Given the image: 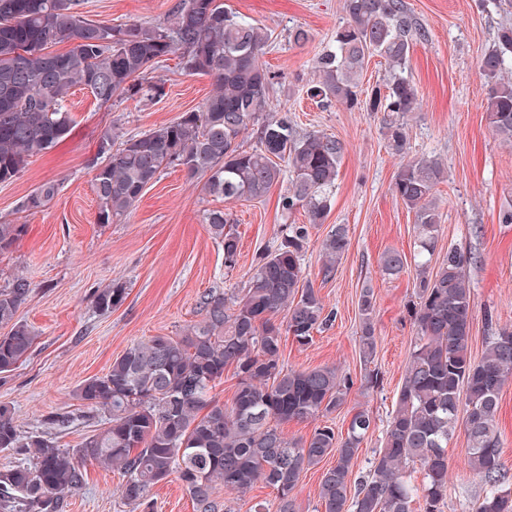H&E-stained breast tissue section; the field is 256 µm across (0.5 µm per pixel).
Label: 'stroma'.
<instances>
[{"mask_svg": "<svg viewBox=\"0 0 512 512\" xmlns=\"http://www.w3.org/2000/svg\"><path fill=\"white\" fill-rule=\"evenodd\" d=\"M175 2L82 0V10L105 25L156 24L169 19ZM225 2L270 36L262 62L279 78L273 111L288 113L299 132L320 131L345 145L331 210L324 224L311 228L305 254L307 277L336 320L309 345L287 339L283 360L292 369L334 366L352 377L346 403L329 421L343 433L356 409H367L374 419L352 468L356 481L368 474L383 446L416 340L408 313L416 291L414 266L393 276L379 269L387 251L414 256V216L391 192L404 160L431 157L446 170L436 192L442 221L435 255L443 257L454 246L470 258L473 356H482L497 328L512 326V224L498 221L500 210L512 206V145L489 129L488 85L478 68L498 28L512 24V0H406L429 38L410 55L421 106L407 118L408 149L402 157L389 149L381 115L336 103L321 106L306 95L317 54L345 18L343 0ZM298 26L308 31L307 44L293 42L290 33ZM156 75L164 94L152 102L116 97L104 103L89 91H75L69 100L70 134L32 158L15 180L0 183V224L24 227L0 252V288L14 276L27 277L31 291L18 317L38 335L26 360L0 376V404L12 408L21 434L41 429L51 414L80 412L72 392L82 380L107 372L134 340L181 335L197 320L203 292L244 287L259 254L280 242L288 224L305 221L300 212L287 219L281 215L278 198L287 179L264 199L227 204L210 196L203 181L171 167L146 187L130 213L98 223L92 161L103 132L114 128L130 137L164 125L202 107L213 90L210 78L189 74L175 57L160 63ZM46 182L57 184V194L42 209H22L24 197ZM224 207L240 239L239 261L230 271L203 222L205 210ZM339 224L347 228L350 245L327 274L320 247ZM115 280L130 287L125 303L108 312L96 309L93 291ZM367 288L374 294L377 336L369 357L359 339V299ZM374 372L381 383L372 388L366 378ZM466 448L464 430L456 429L448 441L443 512L477 510L480 486L468 469ZM120 483L117 472L88 464L86 484L69 498L65 512H129Z\"/></svg>", "mask_w": 512, "mask_h": 512, "instance_id": "35a3bbf8", "label": "stroma"}]
</instances>
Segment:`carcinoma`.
<instances>
[{"label": "carcinoma", "mask_w": 512, "mask_h": 512, "mask_svg": "<svg viewBox=\"0 0 512 512\" xmlns=\"http://www.w3.org/2000/svg\"><path fill=\"white\" fill-rule=\"evenodd\" d=\"M81 0H0V183L14 180L30 159L66 138L73 119L67 104L77 88L106 103L115 96L154 99L163 87L149 74L169 56L192 75L208 76L213 93L199 110L131 136L120 144L117 131L100 137L94 188L98 223L128 213L146 186L177 166L190 178L205 179L209 195L226 202L260 200L283 175L290 187L278 201L282 216L303 211L306 223L288 225L273 250L262 253L238 293L210 291L200 296V319L179 336L156 335L132 342L108 371L81 381L73 397L104 422L79 448H60L52 432L78 421L70 412L50 416L46 429L23 436L14 412L0 405V451L18 455L0 469V512H64L82 488L87 464L99 462L123 476L121 497L135 512H154L152 488L175 475L189 493L194 512H233L221 497L244 494L259 482L276 490V512H297L294 490L300 475L328 457L322 473L324 512H441L448 496V440L461 426L467 463L481 479L478 512H512V488L502 459L498 417L501 392L512 381V329L488 338L481 359L471 354L473 304L468 258L458 249L429 268L442 215L435 188L445 178L431 158L401 165L392 194L414 213L419 259L415 300L409 307L417 328L383 447L368 474L351 492L353 461L373 426L365 409L356 410L346 435L325 423L306 438H290L281 424L317 419L341 407L353 386L335 366L287 369L284 337L301 345L335 319L305 275L308 228L325 223L344 144L326 134L297 133L288 113L272 114L270 92L276 76L260 58L268 35L224 0H177L168 24L112 27L91 21ZM346 18L317 56L316 78L308 93L350 110L393 115L384 129L393 153H406L404 118L419 108L408 73L413 47L428 31L406 0H344ZM70 43L67 51L52 47ZM386 60L390 74L369 91L360 85L369 60ZM479 69L489 84L484 105L489 128L512 143V25L501 27ZM256 128L257 144L243 148L240 137ZM56 186L45 183L26 196L28 211L43 207ZM203 223L233 269L239 237L229 214L206 210ZM18 224H0V251L21 236ZM349 249L348 232L338 224L322 242L331 272ZM407 259L387 251L380 268L399 274ZM30 293L17 276L0 289V374L26 359L37 336L17 312ZM128 288L114 280L93 292L101 311L117 309ZM363 353L376 346L369 289L359 299ZM283 319H278V316ZM233 368L236 390L228 403L211 391ZM420 466L421 482L405 475Z\"/></svg>", "instance_id": "obj_1"}]
</instances>
